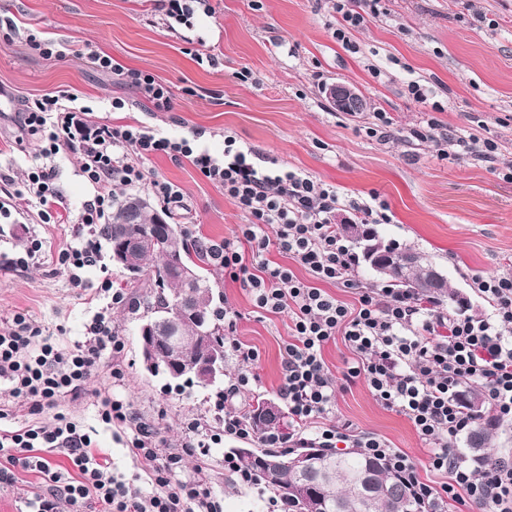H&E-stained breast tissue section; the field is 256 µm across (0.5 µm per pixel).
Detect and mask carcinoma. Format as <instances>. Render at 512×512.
Instances as JSON below:
<instances>
[{"label":"carcinoma","instance_id":"cac0c4a2","mask_svg":"<svg viewBox=\"0 0 512 512\" xmlns=\"http://www.w3.org/2000/svg\"><path fill=\"white\" fill-rule=\"evenodd\" d=\"M136 199V195H124L113 200L110 221L97 228L99 238L109 248L120 236L141 243L137 255L140 274L131 278L129 284L132 288H145L147 292L135 295L130 313L138 315L140 320L180 314L182 335L207 337V349L219 357L218 378L221 379L224 377V308L221 307V296L214 294L209 278L216 262L180 225H173L174 236L162 235L156 224L158 212L147 206L132 207L131 202ZM364 231L372 232V236L350 239L358 260L364 259L365 247L369 244L390 254L412 252L420 258L419 263L409 270L407 282L388 278V287L410 292L437 305L454 304V291L445 284L436 287L429 281L427 269L432 262L424 254L395 240L385 239L373 226L364 225ZM201 357L202 349L197 344L166 349L146 370L151 376L161 377L169 383L194 379L199 386L213 389L218 394L219 385L193 374L172 376V372L180 367L197 365ZM460 401L473 414L467 435L471 454L485 464L496 463L497 458L488 454L486 448L497 422L485 415L480 390L467 387L460 394ZM246 418L259 434L280 426L278 418L261 417L251 407ZM259 453L279 459L278 477H269L264 460L245 454L239 448L228 449V457L233 463L251 474L252 485L285 502L288 512H422L408 485L386 464L355 449L347 452L320 449L310 458V468L305 473L294 469L293 451L262 448ZM362 480L367 482L366 496L358 500L352 490Z\"/></svg>","mask_w":512,"mask_h":512}]
</instances>
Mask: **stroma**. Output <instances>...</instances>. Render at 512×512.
<instances>
[{"label":"stroma","instance_id":"stroma-1","mask_svg":"<svg viewBox=\"0 0 512 512\" xmlns=\"http://www.w3.org/2000/svg\"><path fill=\"white\" fill-rule=\"evenodd\" d=\"M378 9V17L351 30L345 47L334 36L332 0H209L196 6L188 26L169 25L152 0H0V25L10 22L20 31L12 42L0 39V189L14 194L9 214L0 216V326L24 313L67 348L83 340L103 278H111L115 289H129L109 256L86 268L79 288L53 260L61 243L75 239L74 219L97 194L76 156L47 161L71 223H41L34 205L19 195L29 169L42 161L36 143L21 138L19 114L28 99L44 94L75 95L77 106L90 107L96 120L137 122L174 139H196L217 158L229 134L258 166L272 161L335 187L341 198L386 203L391 221L380 225L382 235L425 251L443 267L449 288L468 298L470 315L489 314L490 302L474 291L471 279L512 274V179L506 177L512 164V0H380ZM478 12L486 23L475 21ZM28 32L71 48V56H40L27 46ZM87 45L167 85L172 111H155L135 90L77 57ZM195 51L214 57L215 65L197 63ZM414 81L437 88L442 111L413 98L408 85ZM338 82L358 89L364 112L336 111L323 87ZM116 97L125 100L124 109L113 110ZM378 112L391 120L383 139L366 132ZM431 120L439 125L431 138L412 137ZM447 135L495 140L499 159L440 158ZM144 170L147 180L134 193L149 194L155 178L177 185L183 200L169 221L196 238L220 242L245 223L223 189L189 162L153 156ZM35 239L42 252L26 266L11 265ZM215 278L225 305L241 314L234 339L259 354L255 381L231 399V407L281 402L287 315L254 307L249 290L224 271ZM112 322L123 351L104 356L81 395L59 410H43L39 421L67 414L107 450L119 473L132 476L137 463L116 429L100 419L98 392L110 388L142 420L159 426L172 447H179L189 423L206 425L213 444L185 457L178 477L187 479L196 465H205L224 512H280L256 489L232 481L224 450L240 440L225 435L215 420L213 394L195 385L164 389L142 368L138 323L127 306L113 309ZM322 355L337 382L325 424H347L385 439L417 464L422 481L442 483L443 475L428 469L429 449L412 423L378 404L363 380H344L352 354L343 341L329 342ZM115 363L123 371L119 381L109 375ZM14 473V482L0 483V512H24L42 481L35 470L18 467Z\"/></svg>","mask_w":512,"mask_h":512}]
</instances>
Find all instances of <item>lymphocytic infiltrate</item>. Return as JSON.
Here are the masks:
<instances>
[{"label": "lymphocytic infiltrate", "mask_w": 512, "mask_h": 512, "mask_svg": "<svg viewBox=\"0 0 512 512\" xmlns=\"http://www.w3.org/2000/svg\"><path fill=\"white\" fill-rule=\"evenodd\" d=\"M85 57L98 70L135 89L156 111H171L169 88L151 74L126 68L93 49ZM88 113V107L65 108L58 96L45 94L29 102L22 117L24 130L37 139L43 157L76 154L82 175L98 189L78 216L81 233L76 242L66 243L56 253L57 263L68 269L74 286H81L82 270L99 255L96 229L112 211L115 190L146 181L141 162L148 157L189 161L222 187L248 218L240 227V238L213 244L212 249L231 279L249 289L255 307L288 313L292 321L280 394L296 428L286 435L274 429L258 435L243 413L229 410V397L254 380L258 360L255 349L235 340L229 349L237 372L214 405L224 416L225 433L260 438L266 448L289 442L314 448L342 444L386 460L412 488L416 501L433 506L435 512H444L451 501L476 512H512V462L487 466L457 449L460 436L472 424L459 399L465 385L479 386L494 417L512 422L511 274L474 278V288L493 304L486 317L447 318L437 306L386 287L360 292L357 303L347 305L322 289L326 283L339 288L357 285L356 260L336 230V213L346 207L361 223L378 224L388 219L386 204L346 202L335 189L306 174H276L255 166L245 152L235 149L230 135L224 138L226 157L221 160L197 149L189 139H171L139 124L94 121ZM24 190L35 200L42 223H64L65 206L53 169L33 168ZM244 244L252 252L249 265L240 250ZM273 250L302 266L308 279L268 260ZM94 297L102 305L87 325L84 341L70 348L42 335L22 314L0 328V420L18 408L34 416L46 409L56 412L50 425L33 418L17 427H0V481L12 479L16 465L43 474L40 490L28 499L29 512H59L63 502L73 512H90L96 504L103 505L105 512H223L204 468H197L187 480L176 476L184 456L206 446L197 423L188 425L180 449L171 450L158 427L137 417L126 401L101 393L100 418L121 429L129 454L145 475L148 487L142 490L115 473L107 452L60 413L63 401L77 395L97 372L103 354L117 355L124 349L112 323V309L125 303V294L113 290L106 278ZM338 337L354 355L344 379H364L379 404L413 423L431 447L429 469L445 475V482L437 486L423 482L416 465L378 437L355 433L345 425L324 424L336 402V382L322 349ZM310 424L316 431L308 439L303 431ZM55 452L69 458L76 475L63 476L51 466L47 456Z\"/></svg>", "instance_id": "f902f5d3"}]
</instances>
